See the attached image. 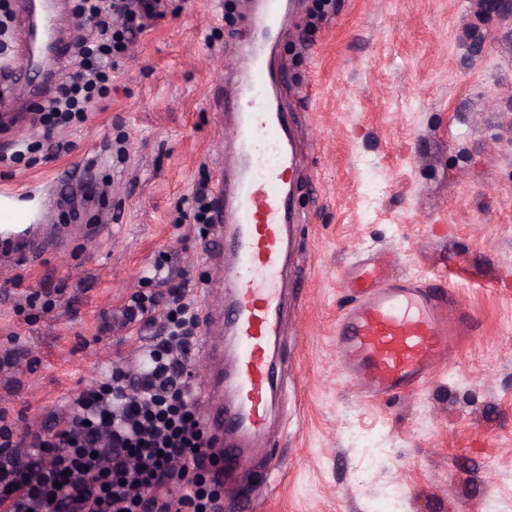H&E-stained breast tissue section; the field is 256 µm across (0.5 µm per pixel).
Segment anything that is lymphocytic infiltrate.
<instances>
[{
	"label": "lymphocytic infiltrate",
	"instance_id": "obj_1",
	"mask_svg": "<svg viewBox=\"0 0 512 512\" xmlns=\"http://www.w3.org/2000/svg\"><path fill=\"white\" fill-rule=\"evenodd\" d=\"M164 10L165 0H79L83 34L41 109L44 134L108 97L112 58ZM120 313L122 326L152 334L145 367L113 362L109 383L73 399L55 432L33 434L25 460L0 458V512H220L216 456L192 397L198 309L176 292H137Z\"/></svg>",
	"mask_w": 512,
	"mask_h": 512
}]
</instances>
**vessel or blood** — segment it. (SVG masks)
Here are the masks:
<instances>
[{
  "label": "vessel or blood",
  "mask_w": 512,
  "mask_h": 512,
  "mask_svg": "<svg viewBox=\"0 0 512 512\" xmlns=\"http://www.w3.org/2000/svg\"><path fill=\"white\" fill-rule=\"evenodd\" d=\"M288 20L286 0H263L260 19L244 50L234 136L233 192L216 190L212 237L206 254L224 258L220 313L205 311L208 326L229 336L231 352L208 336L199 354L224 370L195 393L206 431L225 469L248 464L270 446L269 422L275 399L287 391L277 374L285 282L295 271L299 221L294 196L300 157L292 124L275 91L282 80L268 59L271 36ZM30 71L28 46L0 67V84ZM342 285L357 298L336 325V346L353 368L366 398L412 392L448 359L467 319L453 306L446 277L387 280L380 265L357 264Z\"/></svg>",
  "instance_id": "b4317fda"
}]
</instances>
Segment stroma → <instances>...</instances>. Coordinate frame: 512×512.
<instances>
[{"instance_id":"stroma-1","label":"stroma","mask_w":512,"mask_h":512,"mask_svg":"<svg viewBox=\"0 0 512 512\" xmlns=\"http://www.w3.org/2000/svg\"><path fill=\"white\" fill-rule=\"evenodd\" d=\"M166 0L119 59L112 92L83 123L45 138L17 98L0 148V192L47 191L40 266L0 272V413L18 441L54 429L113 361L143 339L113 329L134 292L216 278L191 218L199 183L224 163L227 110L256 0ZM286 111L302 141L301 278L289 295L273 418L280 462L255 512H512V14L490 0H298L275 49ZM69 151L55 155L56 143ZM90 177L69 179L74 161ZM396 261L391 279L446 275L473 322L445 367L414 392L371 401L340 368L341 286L360 259Z\"/></svg>"}]
</instances>
